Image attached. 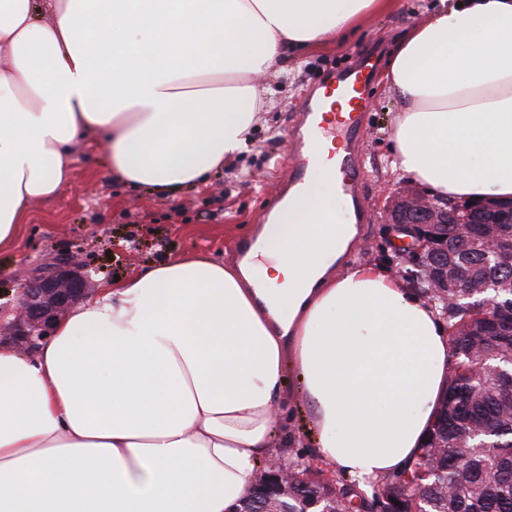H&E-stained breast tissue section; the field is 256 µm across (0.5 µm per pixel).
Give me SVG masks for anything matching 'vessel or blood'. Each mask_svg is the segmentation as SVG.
Instances as JSON below:
<instances>
[{"label": "vessel or blood", "instance_id": "1", "mask_svg": "<svg viewBox=\"0 0 512 512\" xmlns=\"http://www.w3.org/2000/svg\"><path fill=\"white\" fill-rule=\"evenodd\" d=\"M369 83V74L359 65L332 74L311 90L288 134L292 155L277 202L287 203L309 190L320 172L319 151L330 144L336 153V166L330 176L337 203L349 223L360 226L371 222L360 170Z\"/></svg>", "mask_w": 512, "mask_h": 512}]
</instances>
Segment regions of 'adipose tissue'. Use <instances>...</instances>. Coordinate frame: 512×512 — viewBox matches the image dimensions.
<instances>
[{
	"label": "adipose tissue",
	"mask_w": 512,
	"mask_h": 512,
	"mask_svg": "<svg viewBox=\"0 0 512 512\" xmlns=\"http://www.w3.org/2000/svg\"><path fill=\"white\" fill-rule=\"evenodd\" d=\"M387 0H0V249L75 141L175 192L247 146L265 80ZM393 170L512 200V0H440L396 42ZM312 187L252 268L183 255L97 293L32 355L0 345V512H232L274 453L287 375L322 461L365 483L422 448L448 383L439 309Z\"/></svg>",
	"instance_id": "adipose-tissue-1"
}]
</instances>
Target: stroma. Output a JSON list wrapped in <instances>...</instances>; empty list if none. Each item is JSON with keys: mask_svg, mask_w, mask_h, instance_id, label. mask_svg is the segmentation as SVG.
<instances>
[{"mask_svg": "<svg viewBox=\"0 0 512 512\" xmlns=\"http://www.w3.org/2000/svg\"><path fill=\"white\" fill-rule=\"evenodd\" d=\"M436 2L394 0L347 39H331L290 55L287 75L268 81L272 103L259 113L249 146L205 185L167 196L132 189L113 176L104 144L76 141L69 183L54 200L31 204L16 244L0 251V314L9 315L26 280L47 274L65 259L79 261L97 283L125 278L185 254L236 263L237 244L260 221L288 166V128L302 97L321 76L360 64L367 56L375 60L376 70L364 123V158L368 204L377 213L388 192L410 182L409 177L391 172L387 163L393 117L399 108L385 78L390 51ZM347 262L380 263L393 275L404 264L395 256L392 239L377 216L366 225ZM288 393L293 400L289 410L279 411L274 435L285 448L263 459L260 471L303 463L335 481L348 482L346 473L316 458L315 435L297 396V380H290Z\"/></svg>", "mask_w": 512, "mask_h": 512, "instance_id": "35a3bbf8", "label": "stroma"}]
</instances>
